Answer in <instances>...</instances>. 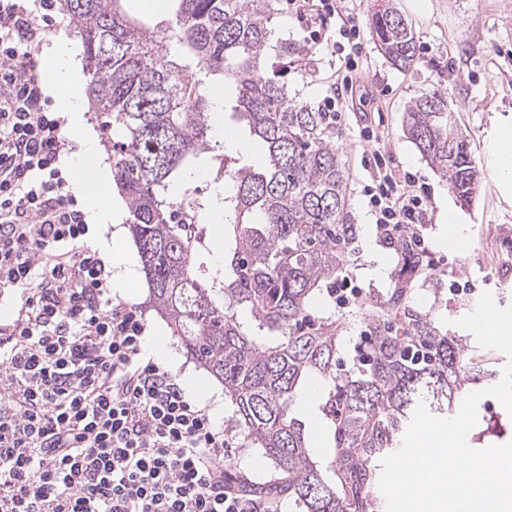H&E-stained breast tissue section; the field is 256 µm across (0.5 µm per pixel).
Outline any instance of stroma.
<instances>
[{"instance_id": "obj_1", "label": "stroma", "mask_w": 512, "mask_h": 512, "mask_svg": "<svg viewBox=\"0 0 512 512\" xmlns=\"http://www.w3.org/2000/svg\"><path fill=\"white\" fill-rule=\"evenodd\" d=\"M414 32L418 51L405 71L393 68L372 40H365L352 95L343 102L337 124L338 146L349 173L347 210L359 228L354 263L346 274L362 290L388 293L399 271L396 251L380 242L376 226L361 194L376 178L374 152H381L386 168L397 178L413 174L428 186V218L421 227L430 252L426 276L414 284L422 307H435L436 321L450 320L449 331L462 335L454 321L471 312L481 292H491L497 305L512 304V197L499 189L487 144L503 129H512V0H394ZM284 76L298 99L317 106L329 93L327 66L291 67ZM439 90L466 136L472 157L482 172L471 206H464L442 178L422 158L402 131V116L410 102ZM459 218L449 225L448 213ZM147 319L146 336L160 340L168 368L179 373L191 397L211 406L223 398L224 387L187 357L178 338L152 309L146 282H139L129 298ZM489 381L467 385V392L483 391L476 429L468 443L476 449L497 444L488 426L502 423L508 413L485 393ZM250 466H243V459ZM231 472L253 482L268 481L273 469L260 449L232 441Z\"/></svg>"}]
</instances>
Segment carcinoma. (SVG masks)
I'll return each mask as SVG.
<instances>
[{
	"label": "carcinoma",
	"instance_id": "cac0c4a2",
	"mask_svg": "<svg viewBox=\"0 0 512 512\" xmlns=\"http://www.w3.org/2000/svg\"><path fill=\"white\" fill-rule=\"evenodd\" d=\"M122 0H59L77 24L88 98L105 130L112 185L125 198L149 296L190 359L224 385L232 407L226 436H241L272 462L262 484L236 485L264 501L287 497L301 512H378L375 461L406 429L419 401L454 413L467 384L494 380L469 336L435 326L412 300L424 257L405 241L385 297L372 293L362 349L353 367L338 360L336 313L316 307L352 262L358 227L348 222V173L327 113L297 101L269 52L274 0H175L164 28L124 13ZM375 46L398 70L417 54L411 26L392 4L370 20ZM232 90L230 111L266 149L244 166L212 143L215 106L207 83ZM403 132L468 203L479 181L469 144L444 93L408 105ZM207 156L228 193L223 277L208 276L200 224L211 202L187 176ZM250 313L242 321L239 310ZM312 377L324 384L319 409L333 430L327 465L314 460L295 412Z\"/></svg>",
	"mask_w": 512,
	"mask_h": 512
}]
</instances>
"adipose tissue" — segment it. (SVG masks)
Wrapping results in <instances>:
<instances>
[{"mask_svg":"<svg viewBox=\"0 0 512 512\" xmlns=\"http://www.w3.org/2000/svg\"><path fill=\"white\" fill-rule=\"evenodd\" d=\"M47 72L66 128L75 138L76 153L71 167L78 173L75 192L86 198V219L93 225H112L118 213L112 196L110 170L102 160L96 131L88 124L81 97L82 74L76 53L68 45H56L46 57Z\"/></svg>","mask_w":512,"mask_h":512,"instance_id":"ef3b65f1","label":"adipose tissue"}]
</instances>
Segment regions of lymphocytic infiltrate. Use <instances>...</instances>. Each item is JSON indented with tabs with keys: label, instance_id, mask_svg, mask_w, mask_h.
I'll use <instances>...</instances> for the list:
<instances>
[{
	"label": "lymphocytic infiltrate",
	"instance_id": "1",
	"mask_svg": "<svg viewBox=\"0 0 512 512\" xmlns=\"http://www.w3.org/2000/svg\"><path fill=\"white\" fill-rule=\"evenodd\" d=\"M351 88L361 31L345 0H286ZM54 0H0V512H261L232 488L230 443L178 373L148 358L141 310L112 296L63 168L70 142L38 55ZM341 18L331 27L332 18ZM381 240L417 232L427 188L364 185Z\"/></svg>",
	"mask_w": 512,
	"mask_h": 512
}]
</instances>
